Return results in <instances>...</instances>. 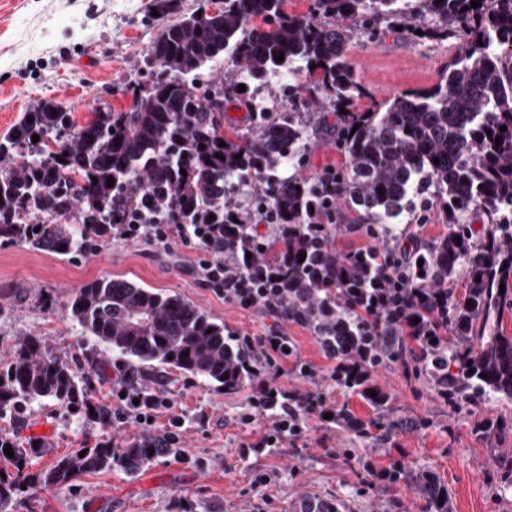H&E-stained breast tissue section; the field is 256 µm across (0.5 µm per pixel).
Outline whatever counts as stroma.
<instances>
[{
	"instance_id": "1",
	"label": "stroma",
	"mask_w": 512,
	"mask_h": 512,
	"mask_svg": "<svg viewBox=\"0 0 512 512\" xmlns=\"http://www.w3.org/2000/svg\"><path fill=\"white\" fill-rule=\"evenodd\" d=\"M154 0H0V135L36 100L46 99L85 124L98 112H127L131 86L148 87L149 50L162 29L152 15ZM460 42L417 41L399 30L378 39L360 38L351 54L357 79L368 100L435 84ZM305 174L341 167L336 150L335 108L320 110ZM365 218L349 212L336 229V252L394 246L416 237L433 241L447 233L438 218L425 224L402 223L391 239L361 230ZM206 253L178 238L154 244L115 240L99 252L68 258L0 245V357L20 339L37 337L47 354L79 363L96 403L119 409L122 363L111 349L81 335L65 307L70 294L102 277L176 293L222 321L231 334L260 335L281 325L293 348L283 383L302 391L325 392L331 405L346 408L356 420L376 419L359 395L328 377L331 360L306 325L278 321L264 309L244 310L225 302L205 285ZM419 347L406 340L398 362L378 368L374 383L391 397L400 428L389 441L377 430L361 435L346 427L311 419L309 435L285 441L261 456H242V444L257 440L267 423L257 415L239 422L249 409L251 386L222 391L175 368L146 367L140 388L161 394L173 410L158 409L151 425L132 421L103 424L96 413L74 411L55 401L34 402L20 415L0 414L23 447L34 448L28 474L50 469L56 460L103 442L122 448L144 437L176 431L174 453L155 458L136 475L112 469L74 477L64 486L22 493L15 512H293L303 495L336 506L337 512H435L419 490L430 478L448 492V512H512V469L501 462L512 453V401L459 406L442 398ZM313 366V378L296 377L294 364ZM180 428H172V415ZM401 460V480L372 483L365 462L386 466ZM271 476L252 488L254 471Z\"/></svg>"
}]
</instances>
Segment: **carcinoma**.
I'll return each instance as SVG.
<instances>
[{
	"label": "carcinoma",
	"instance_id": "obj_1",
	"mask_svg": "<svg viewBox=\"0 0 512 512\" xmlns=\"http://www.w3.org/2000/svg\"><path fill=\"white\" fill-rule=\"evenodd\" d=\"M478 2L473 8L471 0H313L301 15L286 12L285 0H210L218 13L203 6L172 21L177 0H154L159 19L170 23L149 52L154 80L133 89V111L98 112L79 126L70 113L39 100L0 138V243L88 256L113 239L174 229L210 256L230 258V269L246 273L255 286L273 289L288 319L309 326L328 358L355 360L366 353L381 365L398 358L400 342L399 333L381 334L363 316L381 269L372 253L339 254L331 240L345 207L371 220L366 233L388 237L390 220L412 221L417 209L433 202L448 221V234L403 270L414 288L406 299L408 316L419 319L426 334L427 370L457 405L511 401L512 335L499 321L512 306V0ZM399 26L413 35L421 31L422 39L459 38L464 46L432 87L362 107L365 92L350 62L353 41ZM219 58L240 79L202 83L198 71ZM280 68L292 76L306 71L314 79L309 92L345 110L335 140L344 169L325 178L284 175L300 167L313 136L314 123L297 112L262 110L248 100L249 131L221 132L214 98H241L239 85ZM34 134L39 141H32ZM257 184L259 203L240 213L235 196L252 194ZM476 211L489 219L482 234L469 224ZM259 223L268 226L264 240L255 235ZM462 269L465 297L450 293L448 314L431 312L423 289ZM67 307L81 335L127 364L131 382L145 364L229 390L249 378V350L224 323L177 294L106 277L75 290ZM336 384L389 412L390 396L369 375L340 373ZM44 400L76 411L91 406L86 383L70 363L44 354L39 340L28 337L0 361V410ZM336 423L365 435L369 426L387 433L396 421L357 424L338 409ZM7 446L14 456L4 453ZM83 452L33 477L26 471L28 449L0 429V512H12L26 487L49 489L114 468L133 475L167 449L145 438L126 448L104 442ZM421 490L436 512H448L444 490L432 482Z\"/></svg>",
	"mask_w": 512,
	"mask_h": 512
}]
</instances>
